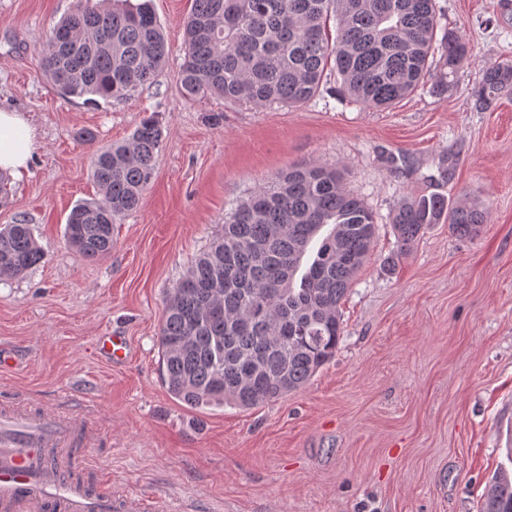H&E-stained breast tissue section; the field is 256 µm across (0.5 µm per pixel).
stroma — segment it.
Returning <instances> with one entry per match:
<instances>
[{
  "label": "stroma",
  "mask_w": 512,
  "mask_h": 512,
  "mask_svg": "<svg viewBox=\"0 0 512 512\" xmlns=\"http://www.w3.org/2000/svg\"><path fill=\"white\" fill-rule=\"evenodd\" d=\"M75 0H0V108L36 135L27 175L10 179L0 225L29 224L44 252L0 278V401L55 408L85 401L98 436L80 445L89 482L198 500L208 512H480L512 462V94L478 112L486 66L512 64V0H437L471 58L444 97L426 90L384 110L342 94L335 73L310 103L184 98L177 74L192 0H150L169 43L155 80L124 100L61 98L37 62ZM163 143L140 207L112 226V251L69 247L71 209L95 197L94 148L147 117ZM95 132L94 144L77 139ZM317 163L379 217L371 257L341 304L335 358L299 391L242 409H191L161 376L167 291L221 230L224 216L281 171ZM443 187L449 202L491 205L477 239L431 225L398 255L389 212ZM114 332L127 362L94 353Z\"/></svg>",
  "instance_id": "stroma-1"
}]
</instances>
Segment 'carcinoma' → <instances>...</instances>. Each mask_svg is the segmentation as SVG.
Returning a JSON list of instances; mask_svg holds the SVG:
<instances>
[{"mask_svg":"<svg viewBox=\"0 0 512 512\" xmlns=\"http://www.w3.org/2000/svg\"><path fill=\"white\" fill-rule=\"evenodd\" d=\"M118 2L76 0L46 37L40 65L61 96L124 98L163 67L167 43L148 4ZM437 29L435 0H193L178 81L189 99L299 107L334 70L366 108L388 107L425 85L441 97L454 87L469 43L455 30L439 38ZM437 51L442 65L434 71L429 58ZM511 89L512 66L486 67L471 92L474 108H491ZM162 138L148 117L125 141L93 154L100 198L75 206L65 228L86 259L111 253L112 224L139 207ZM445 220L456 236L472 239L490 209L439 195L408 198L388 216L398 253ZM328 224L333 229L307 257ZM376 227L341 171L318 164L294 166L238 203L165 299L159 344L169 393L192 408H250L303 387L336 356L340 303ZM42 259L29 225L0 227V276H20ZM480 512H512V479L489 481Z\"/></svg>","mask_w":512,"mask_h":512,"instance_id":"carcinoma-1","label":"carcinoma"}]
</instances>
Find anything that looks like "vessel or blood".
Instances as JSON below:
<instances>
[{"label": "vessel or blood", "instance_id": "b4317fda", "mask_svg": "<svg viewBox=\"0 0 512 512\" xmlns=\"http://www.w3.org/2000/svg\"><path fill=\"white\" fill-rule=\"evenodd\" d=\"M96 350L108 363L120 364L129 358L130 343L107 333L97 337ZM82 428L69 408L0 404V512H177L166 498L70 476L74 462L67 448Z\"/></svg>", "mask_w": 512, "mask_h": 512}]
</instances>
